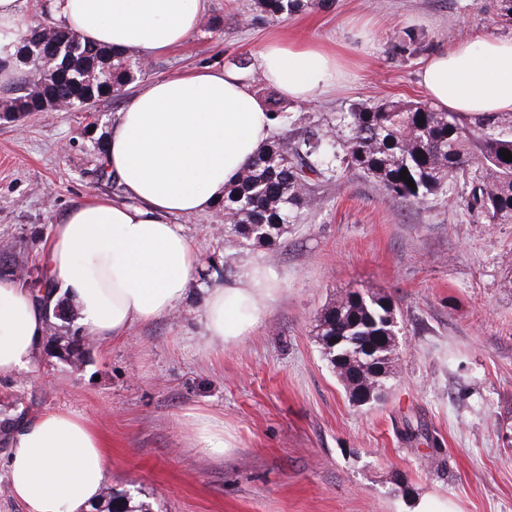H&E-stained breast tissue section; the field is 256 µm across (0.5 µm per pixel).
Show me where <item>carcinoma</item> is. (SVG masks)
Returning a JSON list of instances; mask_svg holds the SVG:
<instances>
[{
  "instance_id": "cac0c4a2",
  "label": "carcinoma",
  "mask_w": 512,
  "mask_h": 512,
  "mask_svg": "<svg viewBox=\"0 0 512 512\" xmlns=\"http://www.w3.org/2000/svg\"><path fill=\"white\" fill-rule=\"evenodd\" d=\"M310 0H256L257 10L273 17L291 15ZM45 31L20 28L14 52L0 57V69L22 66L23 55L39 53ZM57 49L54 72L38 90L11 98L8 110L43 112L66 100L82 107L89 96L107 87L122 88L135 80L124 54L84 44L73 32L53 29ZM279 125L291 122L288 106L268 101ZM339 134L342 153L329 150L331 133ZM512 113L479 115L471 123L453 112H437L426 103L381 100L358 103L336 122L310 121L286 138L269 141L224 192L217 204L224 213V236L238 245L274 246L318 202L315 187L342 171H358L379 182L386 195L420 203L437 193L451 199L473 224L512 223ZM407 171L415 187L400 177ZM385 295L350 291L321 316L316 338L337 379L349 392L383 388L375 365L393 361L391 337L399 334L396 314L381 302ZM95 512H151L145 501L106 489L91 505Z\"/></svg>"
}]
</instances>
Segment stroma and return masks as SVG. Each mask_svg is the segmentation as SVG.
Instances as JSON below:
<instances>
[{"instance_id": "stroma-1", "label": "stroma", "mask_w": 512, "mask_h": 512, "mask_svg": "<svg viewBox=\"0 0 512 512\" xmlns=\"http://www.w3.org/2000/svg\"><path fill=\"white\" fill-rule=\"evenodd\" d=\"M479 34L512 36L503 0H326L278 18L253 0H207L198 30L136 80L219 66L267 93L260 48L317 40L343 75L290 111L331 120L355 103L426 101L424 62ZM126 101L0 113V256L24 252L38 269L74 203L120 195L101 152ZM317 195L270 249L229 243L219 210L182 218L203 276L178 308L124 340H91L79 366L41 343L30 371L0 377V420L80 414L107 446L109 487L153 512H416L426 495L455 512H512V223H468L444 195L395 200L353 172ZM255 266L273 288L257 322L206 348L204 289ZM357 289L388 296L400 326L384 396L361 405L315 336ZM198 414L223 426L228 453L199 447Z\"/></svg>"}]
</instances>
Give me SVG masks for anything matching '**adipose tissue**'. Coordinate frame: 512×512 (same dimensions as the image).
I'll list each match as a JSON object with an SVG mask.
<instances>
[{
	"mask_svg": "<svg viewBox=\"0 0 512 512\" xmlns=\"http://www.w3.org/2000/svg\"><path fill=\"white\" fill-rule=\"evenodd\" d=\"M57 26L86 42L149 60L198 29L206 0H45ZM265 81L305 102L334 84L341 63L315 41L275 40L258 52ZM421 83L438 109L464 117L512 112V37L485 34L435 53ZM263 99L230 72L206 67L148 80L129 96L102 161L119 197H88L52 225L44 272L79 310L88 332L109 343L167 315L200 268L179 225L212 209L269 138ZM271 288L252 269L233 288L208 289V344L242 336ZM46 329L31 288L0 277V375L29 369ZM5 461L26 512H87L108 482L107 450L80 415L62 410L13 426Z\"/></svg>",
	"mask_w": 512,
	"mask_h": 512,
	"instance_id": "ef3b65f1",
	"label": "adipose tissue"
}]
</instances>
